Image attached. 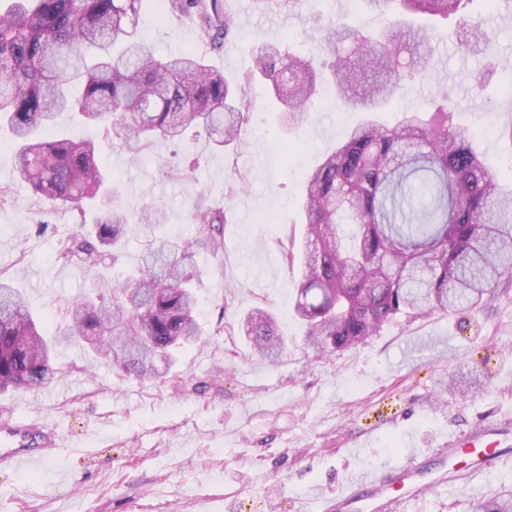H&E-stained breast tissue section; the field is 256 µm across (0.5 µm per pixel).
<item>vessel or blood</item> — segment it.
<instances>
[{
    "label": "vessel or blood",
    "instance_id": "b4317fda",
    "mask_svg": "<svg viewBox=\"0 0 512 512\" xmlns=\"http://www.w3.org/2000/svg\"><path fill=\"white\" fill-rule=\"evenodd\" d=\"M0 436L11 446L0 453V464L13 469L33 466L56 447L58 434L36 420H18L0 409ZM512 425L502 421L481 426L466 436L445 441L434 458L409 455L377 473H366L325 499L326 512H408L437 485L456 490L471 486L476 473L492 469L500 458Z\"/></svg>",
    "mask_w": 512,
    "mask_h": 512
}]
</instances>
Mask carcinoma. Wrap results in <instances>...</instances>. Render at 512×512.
I'll return each mask as SVG.
<instances>
[{"mask_svg":"<svg viewBox=\"0 0 512 512\" xmlns=\"http://www.w3.org/2000/svg\"><path fill=\"white\" fill-rule=\"evenodd\" d=\"M372 11L395 10L382 34L329 24L326 45L337 56V95L363 112L396 97L404 49L419 50L426 29L407 13H458L465 0H363ZM142 0H11L0 10V130L17 145L14 173L58 207L102 206L97 223L61 245L66 262L99 264L121 241L126 214L112 207L110 172L94 142L42 138L62 112L115 133L140 154L158 140L204 131L218 147L236 142L248 117L250 84L231 85L206 63L235 33L224 0H169V11L198 27L201 47L159 58L138 36ZM450 33L457 48L487 52L481 21L462 19ZM288 126L308 118L324 77L314 63L278 42L253 51ZM80 85L74 97L71 89ZM473 135L442 104L429 118L405 112L393 127L368 118L308 176L303 193L304 272L293 305L308 343L319 353L356 348L406 313L414 317L475 308L512 278V191L485 168ZM226 214L198 207L192 232L158 239L145 256L147 273L112 288V297L73 302L68 326L48 334L28 298L0 274V390L41 387L54 378L60 345L87 342L112 366L138 378L154 374L203 328L184 262L197 250L224 245ZM256 355L278 360L286 350L275 317L252 311L243 323ZM473 512H512V496L479 502Z\"/></svg>","mask_w":512,"mask_h":512,"instance_id":"cac0c4a2","label":"carcinoma"}]
</instances>
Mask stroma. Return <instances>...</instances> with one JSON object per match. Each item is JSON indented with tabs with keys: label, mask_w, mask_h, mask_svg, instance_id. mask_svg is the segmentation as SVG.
Instances as JSON below:
<instances>
[{
	"label": "stroma",
	"mask_w": 512,
	"mask_h": 512,
	"mask_svg": "<svg viewBox=\"0 0 512 512\" xmlns=\"http://www.w3.org/2000/svg\"><path fill=\"white\" fill-rule=\"evenodd\" d=\"M166 7L167 0H145L139 34L161 58L197 48L183 22L164 20ZM231 10L247 21L209 57L231 81L251 73V51L265 42L280 41L327 71L334 62L321 43L327 23L368 21L378 31L386 23L355 0H302L272 11L257 0H233ZM464 14L480 17L491 35L497 77L477 83L486 58L449 42L458 16L433 18L427 77L407 79L377 118L391 127L401 111L427 116L450 103L455 124L474 130L486 167L512 188V112L501 105L512 85V0H468ZM364 118L324 85L307 123L288 128L258 80L234 148L218 149L190 130L182 142L160 141L137 157L118 136L62 113L47 137L92 140L130 219L118 260L95 267L58 260L61 241L77 234L81 216L14 180L13 149L0 141V187L7 190L0 197V274L49 328L69 320L77 298L139 274L149 240L188 235L196 205L224 208L227 216L223 250L199 252L188 264L202 342L180 350L173 363L157 362L150 380L121 375L87 347L71 345L57 353L59 374L50 385L0 392V404L18 418L45 417L63 437L36 467L0 466V512H321L323 497L354 474L512 418V279H502L486 304L385 325L352 350L322 356L306 344L292 314L306 176ZM283 140L294 146L286 158L273 150ZM184 157L197 165L190 176H175L172 168ZM148 206L163 210L164 224L140 223ZM287 250L293 261L284 260ZM256 307L270 310L288 338L278 361L253 355L239 333ZM460 372L478 375L471 390L449 389L448 376ZM507 494L512 450L496 471L477 475L472 493L439 488L410 512H470L474 502Z\"/></svg>",
	"instance_id": "stroma-1"
}]
</instances>
